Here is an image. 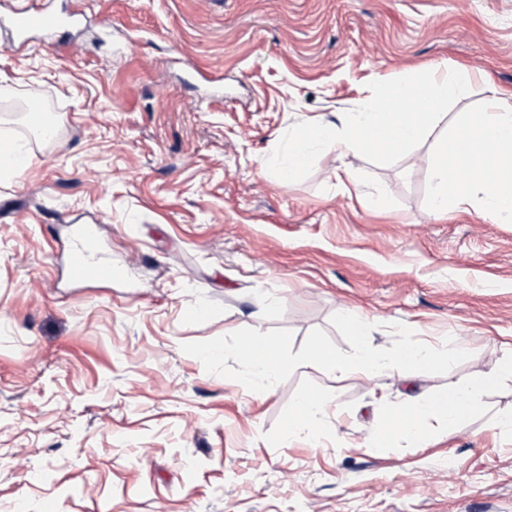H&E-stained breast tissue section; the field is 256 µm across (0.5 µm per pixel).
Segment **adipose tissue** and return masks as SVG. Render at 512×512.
Instances as JSON below:
<instances>
[{
  "label": "adipose tissue",
  "mask_w": 512,
  "mask_h": 512,
  "mask_svg": "<svg viewBox=\"0 0 512 512\" xmlns=\"http://www.w3.org/2000/svg\"><path fill=\"white\" fill-rule=\"evenodd\" d=\"M490 109L458 117L434 146L429 213L446 218L450 208L480 199L486 213L512 222V95L491 91ZM512 376V356L466 386L411 398L402 411L401 431L414 442L428 438L429 422L456 429L480 408L479 394Z\"/></svg>",
  "instance_id": "adipose-tissue-1"
}]
</instances>
